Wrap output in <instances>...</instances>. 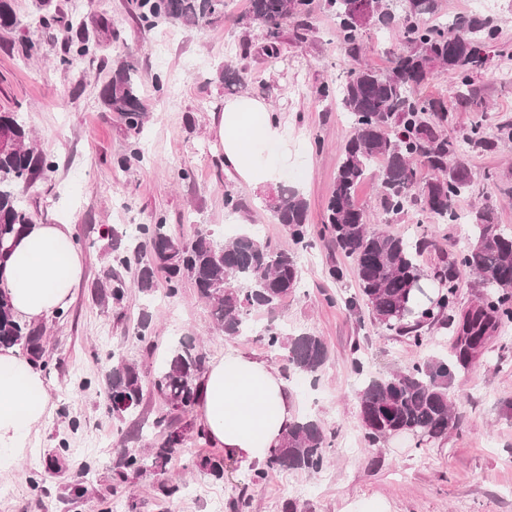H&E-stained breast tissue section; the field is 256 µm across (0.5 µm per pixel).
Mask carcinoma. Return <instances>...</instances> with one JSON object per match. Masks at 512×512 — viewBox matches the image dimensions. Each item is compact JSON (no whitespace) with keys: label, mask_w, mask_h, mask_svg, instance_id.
Masks as SVG:
<instances>
[{"label":"carcinoma","mask_w":512,"mask_h":512,"mask_svg":"<svg viewBox=\"0 0 512 512\" xmlns=\"http://www.w3.org/2000/svg\"><path fill=\"white\" fill-rule=\"evenodd\" d=\"M313 0H249L242 23L266 27L264 52L277 58L281 24L287 20L305 25ZM224 0H137V19L150 27L158 17L205 26L224 14ZM335 13L340 50L350 59L364 50L361 31L369 23L395 32L402 52L391 66L380 71L360 67L349 72L336 90L321 87L328 96L336 93L349 114L353 133L342 147L335 188L326 206L323 231L329 232L349 259L359 286V295L348 300L355 308L366 305L377 326L395 333L416 347L428 342L425 328L440 325L459 334L482 340L487 330L512 325V227L495 222L494 211L484 207L471 217L472 241L454 251L431 275L418 263L430 241L390 235L368 224L365 209L356 201L360 184L367 180L376 161L382 162L377 195L384 213L397 215L411 205L446 222L457 221L455 202L472 186L467 166L456 158L471 149L493 151L498 140L490 137L484 109L475 103L476 115L462 139L445 132L448 103L422 91L439 69L452 72L459 87L473 83L475 70L498 39L497 26L488 17L472 15L449 24L426 25L422 19L438 11L439 0H373V14L366 18L357 0H327ZM101 97L108 108L124 116L136 128L146 116L137 86L130 74L119 70L103 86ZM0 250L29 223L15 187L32 180L46 158L27 147L30 130L17 115L0 112ZM432 172L420 183L419 165ZM268 208L278 223L288 229L293 247L274 249L248 230L217 238L197 232L189 243L170 233L164 219L140 224L134 248L122 245L112 231V262L126 267L128 252L137 258L134 285L143 293L156 288L157 274L164 276L168 293L175 295L186 280L211 310V315L233 339L252 326V314L262 310L275 314L300 283L299 253L311 246L307 224L308 205L302 194L280 187ZM475 277L477 302L466 313L457 314L458 290L463 280ZM101 287L109 289L112 303L123 302L127 284L115 269L104 271ZM269 350L284 354L295 375L316 376L328 361L324 340L310 332L286 334L273 319L257 330ZM0 345L19 346L34 358L43 352V335L16 320L8 304L0 299ZM207 365L205 350L191 337L172 347L152 380L153 389L165 402L155 419L158 427H169L198 404V382ZM469 362L459 350L453 361H418L387 375H368L360 358H352V369L361 379L357 390L359 416L365 440L372 446L407 435L421 448L448 436L461 426V415L448 395L452 370L466 369ZM112 408L131 414L144 399V384L138 368L122 358L112 360L108 374ZM183 433L170 432L162 446L121 455L118 477L132 472L159 477L158 489L166 496L179 485L166 478L167 466L182 445ZM335 433L316 419L302 417L282 444L271 449L266 464L253 471L252 481L268 479L272 469L320 472ZM197 467L215 477L224 476L221 459L204 455Z\"/></svg>","instance_id":"obj_1"}]
</instances>
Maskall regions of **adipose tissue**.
<instances>
[{
  "mask_svg": "<svg viewBox=\"0 0 512 512\" xmlns=\"http://www.w3.org/2000/svg\"><path fill=\"white\" fill-rule=\"evenodd\" d=\"M218 137L225 170L251 187L273 182L266 152L287 148V129L267 103L250 95L225 99ZM84 277L69 224H28L0 251V292L16 318L36 322L63 310ZM52 411L41 370L15 348L0 347V473L36 447ZM199 425L225 454L263 462L300 419L281 372L264 359L231 351L208 363L200 379Z\"/></svg>",
  "mask_w": 512,
  "mask_h": 512,
  "instance_id": "1",
  "label": "adipose tissue"
}]
</instances>
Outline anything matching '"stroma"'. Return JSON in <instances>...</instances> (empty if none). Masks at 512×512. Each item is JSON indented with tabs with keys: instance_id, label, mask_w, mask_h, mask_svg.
I'll return each instance as SVG.
<instances>
[{
	"instance_id": "35a3bbf8",
	"label": "stroma",
	"mask_w": 512,
	"mask_h": 512,
	"mask_svg": "<svg viewBox=\"0 0 512 512\" xmlns=\"http://www.w3.org/2000/svg\"><path fill=\"white\" fill-rule=\"evenodd\" d=\"M225 3L223 18L202 28L166 20L148 28L138 23L134 0H84L77 13L72 0L46 6L12 0L18 24L0 28V111L18 113L36 152L54 164L17 193L31 223L73 222L85 275L74 302L40 325L38 364L53 411L37 448L0 474V512H109L115 503L123 512H229V501L239 496L249 503L246 512H284L290 500L298 512H512V328L495 335L468 370L456 371L449 393L462 415L459 431L422 448L404 437L369 446L360 426L352 352H359L366 372L386 375L426 358H451L455 336L436 325L418 348L380 330L367 308H349L346 300L358 294V283L349 260L326 236L302 252L300 284L277 319L289 331L322 336L328 346L329 360L316 379L293 376L289 384L302 415L336 434L329 465L316 474L278 470L257 486L253 465L228 458L217 480L193 465L199 453H217V446L190 437L170 464L183 476L177 498L163 497L150 474L114 486L112 470L124 449L157 447L167 434L154 424L164 401L150 382L183 335L202 342L212 359L238 350L283 372L288 363L259 342L225 338L188 281L176 295L162 282L146 295L132 286L135 269H125L121 275L130 287L122 305H113L100 288L102 271L112 263L111 230L162 217L189 242L201 230L222 236L237 218L272 247H290L286 227L266 208L262 192L225 172L216 152L212 125L228 95L222 78L227 65L241 70L245 92L271 104L286 124L288 167L280 182L300 191L308 224L321 228L352 125L339 100L321 97L318 89L341 85L356 65L387 69L401 49L391 33L370 25L362 33L364 54L345 58L337 48L334 15L318 7L309 30L285 28L279 56L272 59L262 51L263 28L240 22L248 0ZM489 15L499 29L497 49L475 73L472 94L487 104L485 123L496 133L512 123V80L505 77L512 71V0H493ZM82 38L90 53L70 56L69 45ZM31 43L37 55H27ZM121 69L140 86L146 117L137 132L101 97L103 85ZM454 82L440 70L426 91L447 101V133L458 139L473 114L469 102L455 97ZM462 161L473 183L457 211L469 215L488 206L498 223L512 227V142L493 152L466 153ZM376 182L372 176L359 187V204L388 233L427 237L431 245L422 253V267L435 268L444 253L467 243L469 224L444 223L416 206L385 214ZM229 195L239 201V214L226 205ZM334 266L345 267L343 279L330 277ZM145 317L156 344L151 355L138 339ZM116 355L138 366L147 384L142 405L128 416L113 413L106 385ZM347 441L354 454L344 453ZM80 477L87 491L77 498L70 486Z\"/></svg>"
}]
</instances>
